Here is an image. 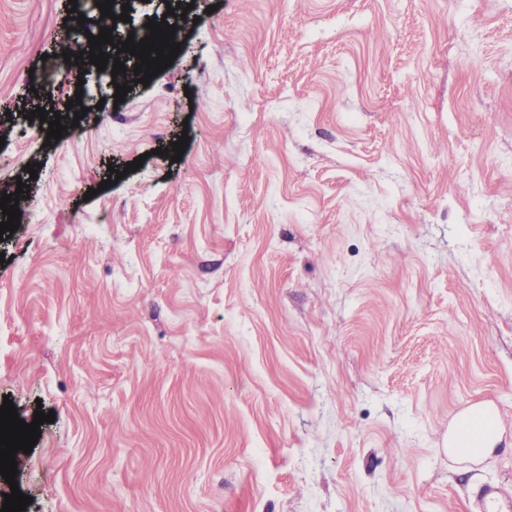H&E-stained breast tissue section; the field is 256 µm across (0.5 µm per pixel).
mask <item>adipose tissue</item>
I'll list each match as a JSON object with an SVG mask.
<instances>
[{"instance_id":"obj_1","label":"adipose tissue","mask_w":512,"mask_h":512,"mask_svg":"<svg viewBox=\"0 0 512 512\" xmlns=\"http://www.w3.org/2000/svg\"><path fill=\"white\" fill-rule=\"evenodd\" d=\"M502 441L497 411L478 403L460 413L448 429V455L457 461L478 462L492 456Z\"/></svg>"}]
</instances>
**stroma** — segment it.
Here are the masks:
<instances>
[{"mask_svg":"<svg viewBox=\"0 0 512 512\" xmlns=\"http://www.w3.org/2000/svg\"><path fill=\"white\" fill-rule=\"evenodd\" d=\"M69 10L0 0V182L40 164L0 238V396L55 413L25 512L512 495V0H207L123 103L85 73L81 140L20 143ZM480 401L502 442L456 462ZM502 441L497 411L486 403L470 406L448 428V456L478 462L492 456Z\"/></svg>","mask_w":512,"mask_h":512,"instance_id":"1","label":"stroma"}]
</instances>
